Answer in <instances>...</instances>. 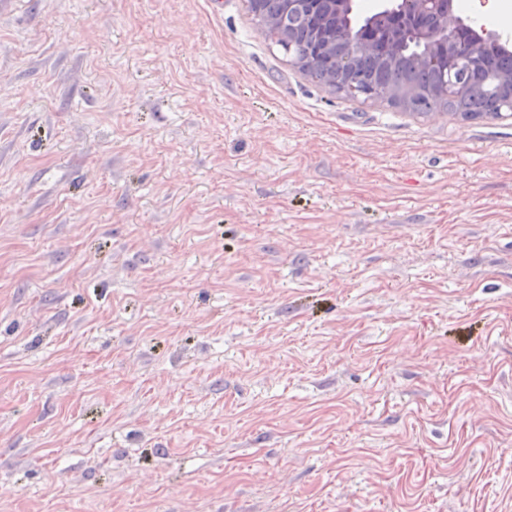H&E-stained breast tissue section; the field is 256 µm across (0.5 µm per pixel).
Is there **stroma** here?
Wrapping results in <instances>:
<instances>
[{
  "mask_svg": "<svg viewBox=\"0 0 512 512\" xmlns=\"http://www.w3.org/2000/svg\"><path fill=\"white\" fill-rule=\"evenodd\" d=\"M0 512H512V119L0 2Z\"/></svg>",
  "mask_w": 512,
  "mask_h": 512,
  "instance_id": "stroma-1",
  "label": "stroma"
}]
</instances>
